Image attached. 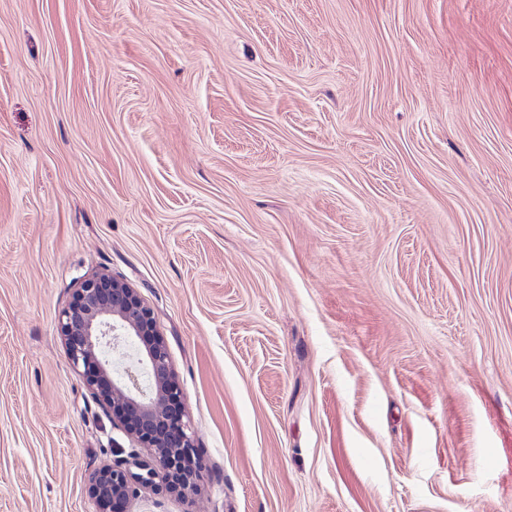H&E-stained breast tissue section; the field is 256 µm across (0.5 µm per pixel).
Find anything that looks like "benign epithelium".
<instances>
[{
    "label": "benign epithelium",
    "mask_w": 512,
    "mask_h": 512,
    "mask_svg": "<svg viewBox=\"0 0 512 512\" xmlns=\"http://www.w3.org/2000/svg\"><path fill=\"white\" fill-rule=\"evenodd\" d=\"M58 333L69 364L92 398L135 445L127 458L100 464L89 473L87 494L95 512H122L141 488L191 501L203 460L167 344L154 311L137 289L109 272L85 278L59 317ZM131 338L141 344L137 363L151 382L147 392L133 378L111 377L110 362L100 355L103 344L116 349ZM138 448L147 449V460L137 461ZM134 461L136 472L131 470Z\"/></svg>",
    "instance_id": "7a95c632"
}]
</instances>
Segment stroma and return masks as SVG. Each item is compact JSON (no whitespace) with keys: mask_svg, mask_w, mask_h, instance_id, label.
Here are the masks:
<instances>
[{"mask_svg":"<svg viewBox=\"0 0 512 512\" xmlns=\"http://www.w3.org/2000/svg\"><path fill=\"white\" fill-rule=\"evenodd\" d=\"M96 271L205 463L130 512H512V0H0V512L131 446ZM58 333L69 364L112 426L149 455L135 463L140 472L130 467L138 460L136 449L126 459H112L91 470L87 494L94 512H126L122 510L140 488L175 493L190 502L204 464L167 344L154 311L137 289L109 272L85 278L59 317ZM131 338L141 344L137 363L151 382L148 392L132 376L114 379L112 373L111 377L110 362L100 355L103 344L116 349Z\"/></svg>","mask_w":512,"mask_h":512,"instance_id":"1","label":"stroma"}]
</instances>
